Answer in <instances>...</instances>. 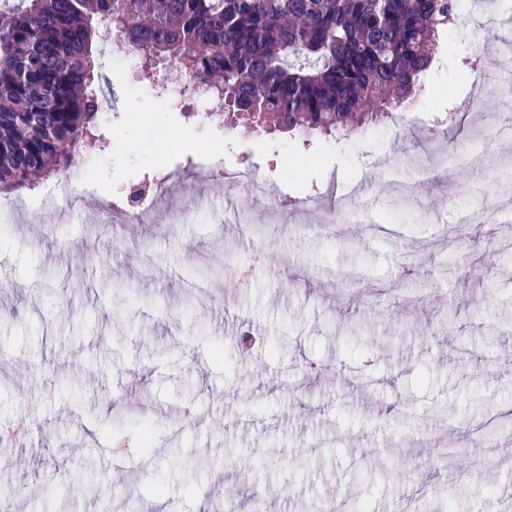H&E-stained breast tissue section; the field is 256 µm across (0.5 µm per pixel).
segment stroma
Returning a JSON list of instances; mask_svg holds the SVG:
<instances>
[{
    "label": "stroma",
    "instance_id": "stroma-1",
    "mask_svg": "<svg viewBox=\"0 0 512 512\" xmlns=\"http://www.w3.org/2000/svg\"><path fill=\"white\" fill-rule=\"evenodd\" d=\"M491 30L458 16L403 127L347 140L154 113L153 80L179 83V66L135 75L97 40L95 84L114 102L119 158L77 164L92 193L68 220L36 194L0 219V427L39 407L20 443L0 446V500L12 512H160L164 498L209 512L220 482L235 512H348L354 501L368 512H512V447L499 445L512 430V137L464 117L440 136L448 164L409 189L422 207L376 190L382 175L407 179L411 142L472 93L466 60ZM211 160L268 178L250 222L178 219L193 200L236 195L197 177ZM162 170L177 177L154 223L92 221ZM354 188L358 224H299L282 206ZM485 205L503 207L502 222L456 223ZM451 263L461 279L446 276ZM246 333L256 342L245 357L235 337ZM38 364L55 369L47 397ZM122 414L127 433L153 427L148 447L112 461L127 495L105 480ZM433 448L485 460L496 483L434 468Z\"/></svg>",
    "mask_w": 512,
    "mask_h": 512
}]
</instances>
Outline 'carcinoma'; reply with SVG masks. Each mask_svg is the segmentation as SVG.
<instances>
[{
  "label": "carcinoma",
  "mask_w": 512,
  "mask_h": 512,
  "mask_svg": "<svg viewBox=\"0 0 512 512\" xmlns=\"http://www.w3.org/2000/svg\"><path fill=\"white\" fill-rule=\"evenodd\" d=\"M459 0H0V193L107 140L96 37L176 60L248 129L351 134L417 96Z\"/></svg>",
  "instance_id": "1"
}]
</instances>
